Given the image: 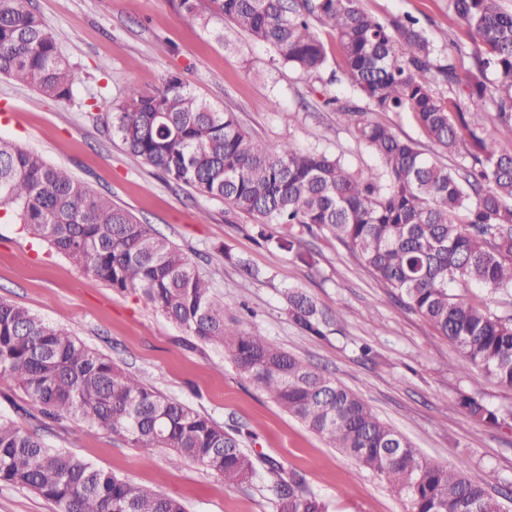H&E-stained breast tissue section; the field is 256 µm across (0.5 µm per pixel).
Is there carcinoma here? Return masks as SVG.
Masks as SVG:
<instances>
[{"instance_id": "cac0c4a2", "label": "carcinoma", "mask_w": 512, "mask_h": 512, "mask_svg": "<svg viewBox=\"0 0 512 512\" xmlns=\"http://www.w3.org/2000/svg\"><path fill=\"white\" fill-rule=\"evenodd\" d=\"M198 2L177 6L220 38L227 25L274 48L305 74L335 63L321 37L330 33L341 57L334 80L350 95L325 104L346 116L381 172L355 174L318 149L261 142L234 112L213 108L174 74L151 92L132 89L106 115V128L174 184L257 217L265 242L293 250V241L273 232L282 224L315 226L339 239L456 346L460 370L478 367L512 388V315L450 292L476 285L512 297V152L481 123L492 107L512 129V8L505 0H448V17L467 29L470 43L441 45L418 18L379 19L361 0H211L206 13ZM457 56L473 61L464 82ZM0 77L49 100L73 97L74 68L25 0H0ZM447 84L462 86L451 104L438 94ZM371 112L411 113L427 148L367 119ZM446 153L459 159L456 167L441 161ZM0 211L112 290L136 294L186 336L224 348L281 409L383 480L407 512H508L489 493L500 484L496 472L475 481L465 460L444 465L424 457L346 386L229 318L210 281L168 237L40 154L2 139ZM285 300L304 332L324 335L311 297L290 290ZM0 378L48 419L75 418L138 448L163 449L173 466L198 465L226 488L257 481L272 512H328L304 477L247 448L250 431L164 395L69 329L5 300ZM456 405L488 425L504 422L476 393L459 394ZM0 484L32 492L56 512H185L180 501L53 448L2 414Z\"/></svg>"}]
</instances>
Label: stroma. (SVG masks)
<instances>
[{
  "label": "stroma",
  "mask_w": 512,
  "mask_h": 512,
  "mask_svg": "<svg viewBox=\"0 0 512 512\" xmlns=\"http://www.w3.org/2000/svg\"><path fill=\"white\" fill-rule=\"evenodd\" d=\"M77 72L70 101L40 97L29 85L0 78V102L13 113L0 139L38 152L67 169L113 204L153 225L196 264L218 300L284 350L343 383L427 458L466 459L472 478L495 470L512 480V423L488 427L455 405L478 392L488 405L512 411V388L480 372L463 373L458 353L423 316L389 291L342 242L327 233L291 228L296 253L257 236L255 217L221 199L192 196L133 157L104 126L128 91L159 86L180 75L202 100L236 112L257 139L294 142L341 158L353 171L376 172V159L358 143L346 118L324 99L344 96L328 73L301 74L273 48L235 36L225 46L185 16L176 0H28ZM378 18L406 13L423 19L438 41H466L448 21L447 0H362ZM291 111L284 121L282 111ZM244 259L257 277L225 261ZM311 296L326 318L323 337L292 322L284 295ZM72 330L148 384L217 422L255 435V451L302 474L329 512H406L403 500L377 476L283 412L236 370L222 348L190 347L183 331L132 295L94 280L19 225L0 221V299ZM32 404L0 378V412L38 432L51 446L182 501L186 512H272L254 488L228 489L198 466L173 467L164 450L145 452L123 437L68 420L29 417Z\"/></svg>",
  "instance_id": "35a3bbf8"
}]
</instances>
